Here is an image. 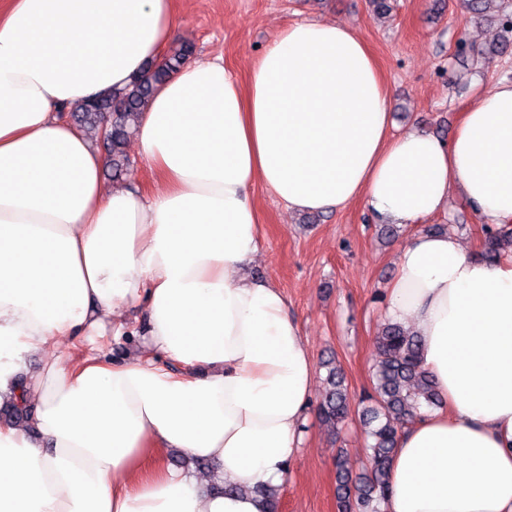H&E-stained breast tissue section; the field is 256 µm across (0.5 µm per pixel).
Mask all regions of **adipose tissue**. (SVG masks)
I'll return each mask as SVG.
<instances>
[{
    "label": "adipose tissue",
    "mask_w": 512,
    "mask_h": 512,
    "mask_svg": "<svg viewBox=\"0 0 512 512\" xmlns=\"http://www.w3.org/2000/svg\"><path fill=\"white\" fill-rule=\"evenodd\" d=\"M181 27L173 0L0 9V405L34 407L0 427V512H265L316 368L285 294L247 272L255 186L298 212L362 199L395 224L458 193L512 222V81L447 139L395 135L365 39L323 20L282 27L248 79L220 58L179 68L134 133L158 188L106 187L105 156L58 111L125 86ZM139 308L144 357L107 359L100 337ZM385 313L420 338L447 407L402 434L381 512H512V257L415 234ZM171 449L218 464L230 492Z\"/></svg>",
    "instance_id": "adipose-tissue-1"
}]
</instances>
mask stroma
Returning <instances> with one entry per match:
<instances>
[{"label":"stroma","instance_id":"stroma-1","mask_svg":"<svg viewBox=\"0 0 512 512\" xmlns=\"http://www.w3.org/2000/svg\"><path fill=\"white\" fill-rule=\"evenodd\" d=\"M390 18L374 16L369 0H175L184 24L177 44L194 47L198 60L223 58L247 76L265 45L288 23L327 19L345 24L368 43L393 96L396 131L416 125L448 135L465 106L481 89L512 80V57L490 54L496 28L472 23L457 0H390ZM486 48L480 60L454 58L457 41ZM261 242L250 275L270 280L288 298L303 326L309 350L321 363L335 358L352 400L372 389L378 329L386 320L384 295L395 274L396 249L410 235L434 224L447 225L468 251L480 250V217L460 198L447 212L378 239L379 215L364 201L322 215L288 210L263 187L252 192ZM366 434L358 418L331 432L310 402L302 446L280 487V512H337L336 460L352 472L365 461Z\"/></svg>","mask_w":512,"mask_h":512}]
</instances>
